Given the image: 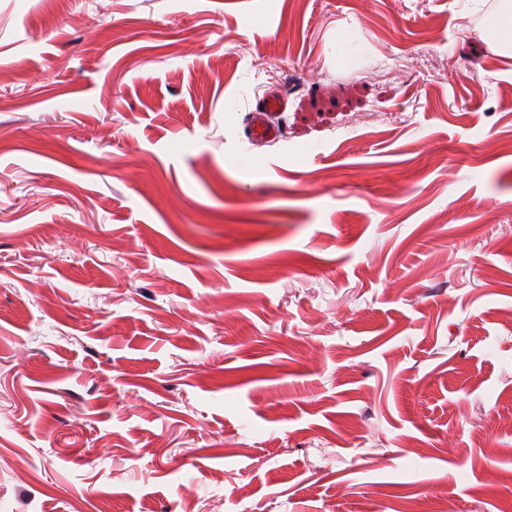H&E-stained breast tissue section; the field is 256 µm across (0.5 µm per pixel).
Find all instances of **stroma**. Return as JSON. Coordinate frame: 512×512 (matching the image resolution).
<instances>
[{
  "label": "stroma",
  "instance_id": "1",
  "mask_svg": "<svg viewBox=\"0 0 512 512\" xmlns=\"http://www.w3.org/2000/svg\"><path fill=\"white\" fill-rule=\"evenodd\" d=\"M483 9L0 0V512L512 502ZM285 109L286 102L284 99L272 96L264 100L260 108L256 110V112L262 113H255L253 115L249 126V138L251 140L271 138L275 134V129L269 122V115L272 112H284Z\"/></svg>",
  "mask_w": 512,
  "mask_h": 512
}]
</instances>
